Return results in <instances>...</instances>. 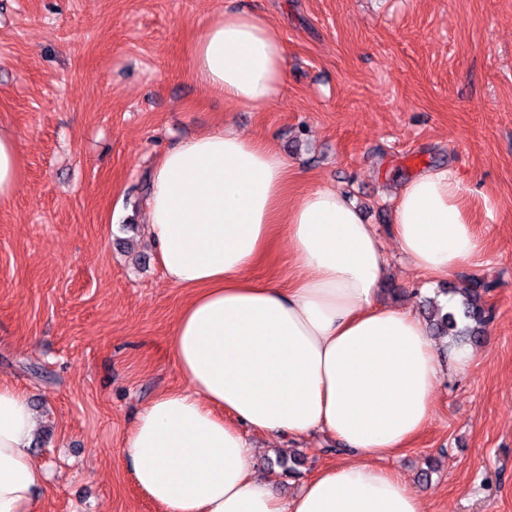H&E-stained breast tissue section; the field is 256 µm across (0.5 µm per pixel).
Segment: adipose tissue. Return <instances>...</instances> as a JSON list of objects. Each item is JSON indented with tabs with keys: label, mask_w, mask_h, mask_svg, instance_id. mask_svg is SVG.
Instances as JSON below:
<instances>
[{
	"label": "adipose tissue",
	"mask_w": 512,
	"mask_h": 512,
	"mask_svg": "<svg viewBox=\"0 0 512 512\" xmlns=\"http://www.w3.org/2000/svg\"><path fill=\"white\" fill-rule=\"evenodd\" d=\"M195 77L225 99L262 109L288 82V53L264 17L227 11L205 24ZM18 135L0 128V204L18 192ZM287 158L219 127L167 149L151 175L148 233L165 277L193 294L170 337L183 389L158 394L120 448L137 484L166 512H425L380 464L427 424L440 357L466 370L472 350L440 353L409 311L378 305L390 258L360 210L331 187L288 201ZM452 167L427 169L395 197L400 252L441 277L481 243ZM284 237L300 273L289 287L252 277ZM331 435L346 460L290 500L251 472L245 430ZM28 395L0 379V512H36L44 467L30 454Z\"/></svg>",
	"instance_id": "adipose-tissue-1"
}]
</instances>
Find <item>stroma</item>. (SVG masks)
<instances>
[{"mask_svg":"<svg viewBox=\"0 0 512 512\" xmlns=\"http://www.w3.org/2000/svg\"><path fill=\"white\" fill-rule=\"evenodd\" d=\"M227 10L262 14L287 43L288 83L265 109L191 69L204 22ZM222 125L286 155L290 199L350 195L390 256L379 305L415 313L492 282L473 365L442 358L427 426L382 465L426 512H512V0H0V127L21 145L0 206V378L36 411L39 512H164L119 448L138 410L185 386L169 345L191 291L162 273L143 186L165 150ZM443 165L484 250L432 281L400 253L390 198ZM297 273L282 241L252 270L284 286ZM249 440L254 475L285 500L344 459L317 433ZM290 455L292 477L276 464Z\"/></svg>","mask_w":512,"mask_h":512,"instance_id":"35a3bbf8","label":"stroma"}]
</instances>
